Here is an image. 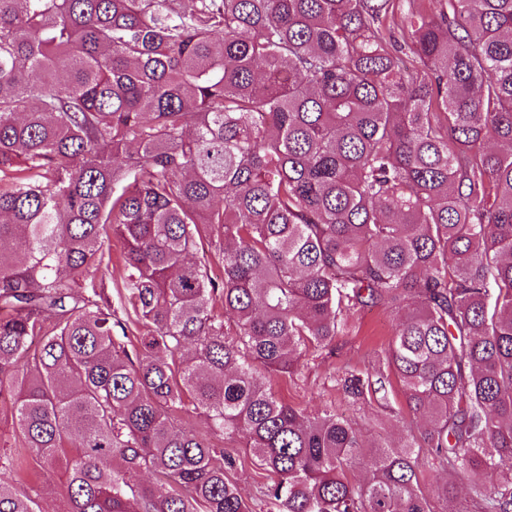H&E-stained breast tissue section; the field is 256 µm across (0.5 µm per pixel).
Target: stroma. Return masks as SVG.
<instances>
[{"label": "stroma", "instance_id": "35a3bbf8", "mask_svg": "<svg viewBox=\"0 0 512 512\" xmlns=\"http://www.w3.org/2000/svg\"><path fill=\"white\" fill-rule=\"evenodd\" d=\"M355 322V331L336 339L332 352L302 360L293 374H268L266 384L277 398L310 414L334 405L337 412L358 424L367 444L398 443L405 429L395 417L381 408L352 404L333 385L337 369L344 365L360 369L377 367L378 356L391 337L396 315L372 309L358 315ZM219 446L236 457L237 467L232 477L253 512H260V488L269 479L267 471L254 462L243 438H227L220 441Z\"/></svg>", "mask_w": 512, "mask_h": 512}]
</instances>
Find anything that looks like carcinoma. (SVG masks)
Masks as SVG:
<instances>
[{
	"mask_svg": "<svg viewBox=\"0 0 512 512\" xmlns=\"http://www.w3.org/2000/svg\"><path fill=\"white\" fill-rule=\"evenodd\" d=\"M396 2L0 0V402L67 512H252L213 461L235 436L266 512H439L431 470L512 512V0L410 7L418 74ZM373 308L382 367L336 386L389 409L398 379L422 430L367 451L259 369ZM25 470L0 453V512H44ZM105 253L106 258L108 255L110 256V273L111 276L109 278H106L104 288L108 295L112 299V305H115L117 307L120 306V302L122 303L126 302L124 298V289L122 288V273H123V267H122V255H123V247L122 243L119 240L118 237L112 234V232L109 234V239L106 240L105 243ZM126 308L127 312L130 315L129 320V329H128V336L131 338L133 343L136 344L137 337L140 336V326L135 322V317L132 312L131 307L126 302ZM427 483L435 485L437 482L448 481L453 483L458 489V498L455 501L453 508L457 510H465L469 504L466 496L467 488L472 481V477L467 473H445L442 471H430L427 473Z\"/></svg>",
	"mask_w": 512,
	"mask_h": 512,
	"instance_id": "1",
	"label": "carcinoma"
}]
</instances>
